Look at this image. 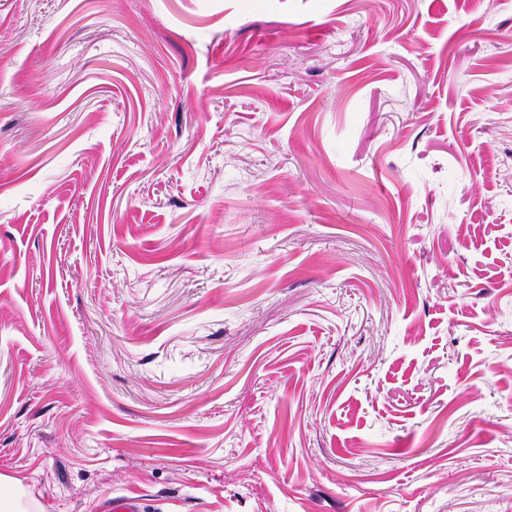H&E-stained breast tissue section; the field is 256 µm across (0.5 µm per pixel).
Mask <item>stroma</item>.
<instances>
[{
	"label": "stroma",
	"mask_w": 512,
	"mask_h": 512,
	"mask_svg": "<svg viewBox=\"0 0 512 512\" xmlns=\"http://www.w3.org/2000/svg\"><path fill=\"white\" fill-rule=\"evenodd\" d=\"M509 155L501 0H0V474L512 512Z\"/></svg>",
	"instance_id": "35a3bbf8"
}]
</instances>
